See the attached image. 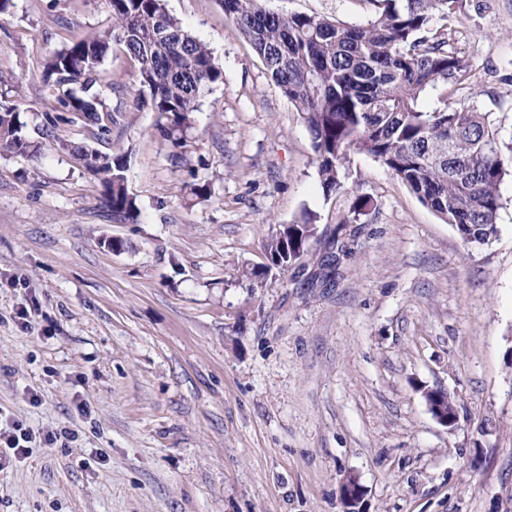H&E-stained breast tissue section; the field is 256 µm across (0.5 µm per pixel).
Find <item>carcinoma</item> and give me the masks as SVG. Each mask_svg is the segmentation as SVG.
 Returning a JSON list of instances; mask_svg holds the SVG:
<instances>
[{
  "mask_svg": "<svg viewBox=\"0 0 512 512\" xmlns=\"http://www.w3.org/2000/svg\"><path fill=\"white\" fill-rule=\"evenodd\" d=\"M114 27L73 40L42 62L48 103L107 133L108 111L96 88L100 66L121 47L137 62L144 102L165 119L163 135L175 146L190 128L199 99L223 81L206 44L170 15L164 0H109ZM364 25L302 13L267 11L260 0H219L224 14L251 45L271 78L300 112L310 133L323 188L340 186L353 153L380 161L451 225L467 246L497 235L499 185L512 176V142L499 134L492 113L472 106L419 108L430 88L471 84L469 60L457 49L453 20L471 0H374ZM444 20L434 25L435 17ZM99 181L112 215L136 223L125 164L80 143H60ZM32 141L17 106L0 101V155H27ZM313 217L271 235L272 265L286 269L307 252Z\"/></svg>",
  "mask_w": 512,
  "mask_h": 512,
  "instance_id": "cac0c4a2",
  "label": "carcinoma"
}]
</instances>
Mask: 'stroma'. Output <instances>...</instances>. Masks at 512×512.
<instances>
[{"instance_id": "stroma-1", "label": "stroma", "mask_w": 512, "mask_h": 512, "mask_svg": "<svg viewBox=\"0 0 512 512\" xmlns=\"http://www.w3.org/2000/svg\"><path fill=\"white\" fill-rule=\"evenodd\" d=\"M165 2L224 73L178 147L117 49L107 135L45 114L44 58L110 29L108 0H14L0 19V96L37 148L0 156V417L35 434L28 456L0 447V512H343L349 476L363 512H512V177L479 247L368 155L324 192L300 113L218 0ZM262 4L349 25L376 10ZM456 25L473 82L450 101L511 140L512 0H472ZM69 141L125 162L138 223L113 219ZM307 215V257L269 267L270 235Z\"/></svg>"}]
</instances>
